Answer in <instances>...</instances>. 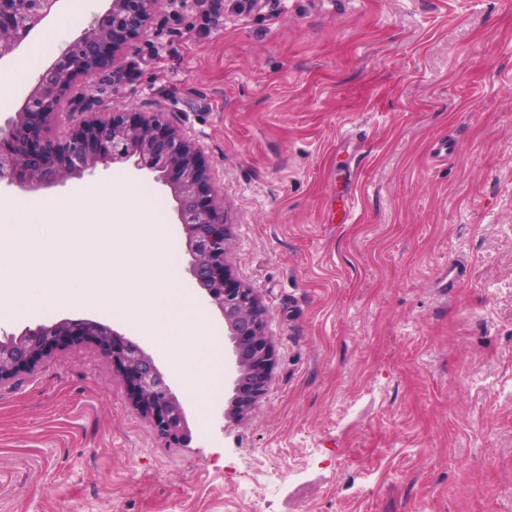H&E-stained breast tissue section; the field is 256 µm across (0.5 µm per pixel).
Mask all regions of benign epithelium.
<instances>
[{
    "label": "benign epithelium",
    "mask_w": 512,
    "mask_h": 512,
    "mask_svg": "<svg viewBox=\"0 0 512 512\" xmlns=\"http://www.w3.org/2000/svg\"><path fill=\"white\" fill-rule=\"evenodd\" d=\"M58 0H0V60L26 41ZM161 0H110L108 9L72 39L42 70L29 96L0 123V188L37 192L64 186L75 174L130 164L172 189L178 223L188 236V271L224 319L233 344L230 375L235 411H248L265 393L275 363L265 334L268 310L241 286L227 264L229 234L223 201L206 194L205 163L195 144L162 112H64L79 82L115 58L150 24ZM108 343V355L126 375L136 406L170 442L186 439L184 413L163 373L138 345L93 320L39 324L0 341V381L26 369L65 339Z\"/></svg>",
    "instance_id": "obj_1"
}]
</instances>
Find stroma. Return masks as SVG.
<instances>
[{
	"mask_svg": "<svg viewBox=\"0 0 512 512\" xmlns=\"http://www.w3.org/2000/svg\"><path fill=\"white\" fill-rule=\"evenodd\" d=\"M164 0L84 105L162 112L276 354L173 445L90 339L0 383V512H512V0ZM455 264L447 287L440 268Z\"/></svg>",
	"mask_w": 512,
	"mask_h": 512,
	"instance_id": "1",
	"label": "stroma"
}]
</instances>
